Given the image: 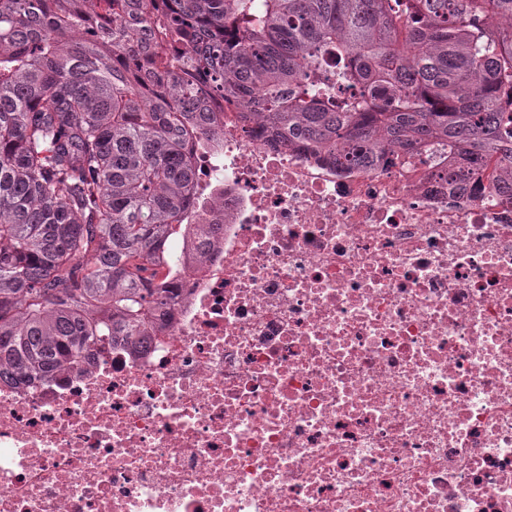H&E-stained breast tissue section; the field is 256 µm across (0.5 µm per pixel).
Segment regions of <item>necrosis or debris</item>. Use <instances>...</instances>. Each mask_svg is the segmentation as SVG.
Segmentation results:
<instances>
[{"label":"necrosis or debris","mask_w":512,"mask_h":512,"mask_svg":"<svg viewBox=\"0 0 512 512\" xmlns=\"http://www.w3.org/2000/svg\"><path fill=\"white\" fill-rule=\"evenodd\" d=\"M137 346L0 379V512H512V180L347 169L210 105Z\"/></svg>","instance_id":"1"}]
</instances>
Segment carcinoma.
Listing matches in <instances>:
<instances>
[{
	"mask_svg": "<svg viewBox=\"0 0 512 512\" xmlns=\"http://www.w3.org/2000/svg\"><path fill=\"white\" fill-rule=\"evenodd\" d=\"M512 0H0V377L136 343L196 216L194 138L221 98L357 164L448 145L512 171Z\"/></svg>",
	"mask_w": 512,
	"mask_h": 512,
	"instance_id": "obj_1",
	"label": "carcinoma"
}]
</instances>
